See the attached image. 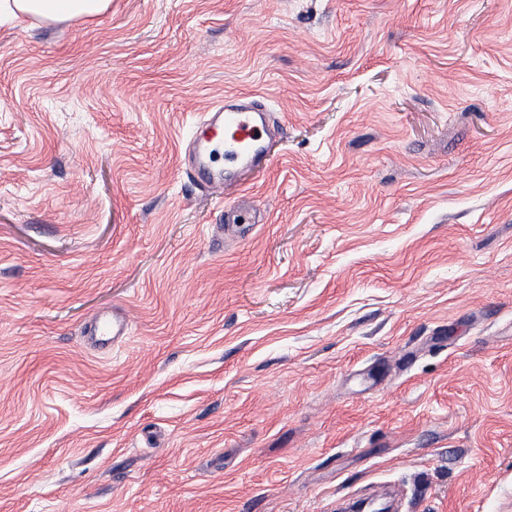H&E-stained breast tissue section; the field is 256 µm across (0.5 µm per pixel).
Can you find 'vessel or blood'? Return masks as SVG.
<instances>
[{
  "label": "vessel or blood",
  "instance_id": "obj_1",
  "mask_svg": "<svg viewBox=\"0 0 512 512\" xmlns=\"http://www.w3.org/2000/svg\"><path fill=\"white\" fill-rule=\"evenodd\" d=\"M280 131L265 96L225 98L203 114L187 137L183 169L208 194L221 196L237 185L241 171L266 167L269 146ZM129 333V319L120 311L93 317L83 331L86 342L100 350L121 343Z\"/></svg>",
  "mask_w": 512,
  "mask_h": 512
}]
</instances>
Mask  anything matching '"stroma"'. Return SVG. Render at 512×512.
Instances as JSON below:
<instances>
[{
	"label": "stroma",
	"instance_id": "1",
	"mask_svg": "<svg viewBox=\"0 0 512 512\" xmlns=\"http://www.w3.org/2000/svg\"><path fill=\"white\" fill-rule=\"evenodd\" d=\"M249 93L268 169L193 189L189 131ZM115 309L129 339L87 346ZM383 482L512 512V0L1 23L0 512H336Z\"/></svg>",
	"mask_w": 512,
	"mask_h": 512
}]
</instances>
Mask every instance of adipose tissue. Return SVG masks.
<instances>
[{"label":"adipose tissue","instance_id":"1","mask_svg":"<svg viewBox=\"0 0 512 512\" xmlns=\"http://www.w3.org/2000/svg\"><path fill=\"white\" fill-rule=\"evenodd\" d=\"M111 0H0V21L29 17L43 21L92 18L107 11Z\"/></svg>","mask_w":512,"mask_h":512}]
</instances>
